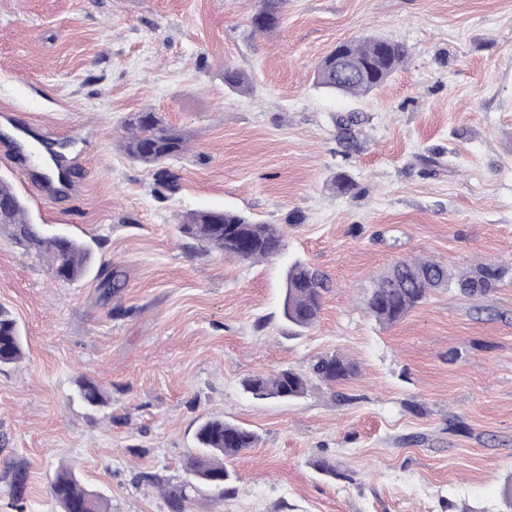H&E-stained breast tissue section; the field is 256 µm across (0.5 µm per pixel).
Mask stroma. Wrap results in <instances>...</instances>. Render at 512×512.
<instances>
[{
    "mask_svg": "<svg viewBox=\"0 0 512 512\" xmlns=\"http://www.w3.org/2000/svg\"><path fill=\"white\" fill-rule=\"evenodd\" d=\"M258 5L0 0V113L68 150L73 188L45 199L39 155L15 164L1 137L0 176L38 223L86 240L95 266L126 280L108 296L92 277L65 283L0 239V304L25 336L23 360L0 367V512L17 491L25 512H59L61 465L111 512H170L163 484L186 485L184 512H503L512 272L484 297L432 291L392 326L365 301L401 259L512 269V0H288L272 34L250 28ZM369 35L407 50L386 84L359 97L315 86L337 43ZM228 65L250 92L225 86ZM142 110L189 136L169 163L176 191L120 147ZM349 112L362 122L346 158L336 118ZM342 172L357 194L333 189ZM211 207L282 225L281 254L200 251L178 220ZM298 260L330 283L301 330L282 317ZM326 353L354 375L293 401L243 387ZM81 377L106 392L101 411L76 398ZM208 417L258 436L226 460L221 494L187 472Z\"/></svg>",
    "mask_w": 512,
    "mask_h": 512,
    "instance_id": "35a3bbf8",
    "label": "stroma"
}]
</instances>
